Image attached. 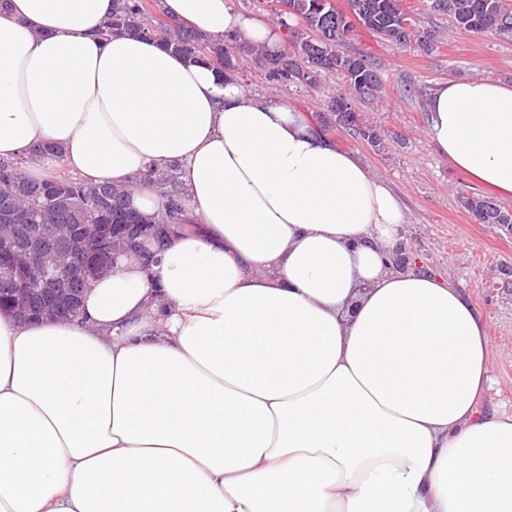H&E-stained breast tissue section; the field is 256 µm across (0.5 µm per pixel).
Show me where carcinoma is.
Listing matches in <instances>:
<instances>
[{"instance_id": "cac0c4a2", "label": "carcinoma", "mask_w": 512, "mask_h": 512, "mask_svg": "<svg viewBox=\"0 0 512 512\" xmlns=\"http://www.w3.org/2000/svg\"><path fill=\"white\" fill-rule=\"evenodd\" d=\"M160 0H115L112 18L104 29L109 34L135 33L151 37L187 56L208 60L220 71L234 77L239 59L248 57L255 68L270 82L292 84L316 89L321 78L340 74L347 84V93L329 98L321 116L320 127H341L347 135L380 145L374 129L361 120L356 102L376 97L382 92L377 64L365 55L355 59L342 51L353 29L337 26L342 13L357 15L363 28L380 39L407 50L433 49L432 34L423 29L416 9L404 0H347L341 9L333 0H288L292 11L276 13L278 23L288 33V49L277 54L232 40L215 43L205 35L182 27L160 10ZM429 8L451 18L455 28L475 33L504 37L512 36V0H428ZM60 151L39 148L27 160L0 159V230L4 240L25 253L30 249L51 252L36 238L35 229L42 224H116L135 228L140 224L154 225L160 235L172 224L182 221L184 203L172 189L164 195L161 208L152 215L129 207L132 187L102 184L90 186L72 177H51L43 180L18 178V170L41 156ZM466 208L482 224H499L512 230V211L489 200L475 196L463 197ZM65 260L49 267L48 272L28 285L29 311L38 312L43 306L44 289L51 283L62 285Z\"/></svg>"}]
</instances>
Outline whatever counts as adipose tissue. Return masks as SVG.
Masks as SVG:
<instances>
[{
	"instance_id": "adipose-tissue-1",
	"label": "adipose tissue",
	"mask_w": 512,
	"mask_h": 512,
	"mask_svg": "<svg viewBox=\"0 0 512 512\" xmlns=\"http://www.w3.org/2000/svg\"><path fill=\"white\" fill-rule=\"evenodd\" d=\"M113 0H0V158L175 177L187 231L122 251L79 318L0 310V512H512V413L481 408L487 327L423 269L386 268L394 190L287 103L133 34ZM274 53L232 0H161ZM427 137L512 196V85L438 84ZM155 170L157 182L143 175Z\"/></svg>"
}]
</instances>
